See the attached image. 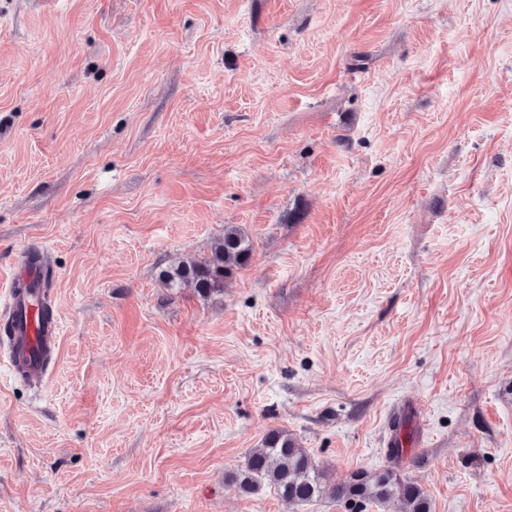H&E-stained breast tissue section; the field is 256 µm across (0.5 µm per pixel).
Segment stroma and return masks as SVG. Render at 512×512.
<instances>
[{
  "instance_id": "35a3bbf8",
  "label": "stroma",
  "mask_w": 512,
  "mask_h": 512,
  "mask_svg": "<svg viewBox=\"0 0 512 512\" xmlns=\"http://www.w3.org/2000/svg\"><path fill=\"white\" fill-rule=\"evenodd\" d=\"M241 228L222 292L161 270ZM44 250L40 384L0 360V512H512V0H0V293ZM409 425L402 417L392 422L394 439L388 448L392 465L374 474L354 473L347 482L326 484L306 448L297 446L285 431L272 429L260 448H253L234 480L241 492L254 494L271 488L281 499L302 504L329 494L344 502H371L385 505L392 500L401 504L402 512H431L424 489L415 481L402 479L397 473L404 457L401 435Z\"/></svg>"
}]
</instances>
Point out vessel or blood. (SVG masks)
Returning <instances> with one entry per match:
<instances>
[{
    "label": "vessel or blood",
    "mask_w": 512,
    "mask_h": 512,
    "mask_svg": "<svg viewBox=\"0 0 512 512\" xmlns=\"http://www.w3.org/2000/svg\"><path fill=\"white\" fill-rule=\"evenodd\" d=\"M21 283L7 290V305L0 313L13 324L12 337L8 342V364L15 370H24L28 378L42 382L48 367L41 352L51 345L60 325L58 319H44L41 306L46 297L49 268L47 264L30 265L21 259L15 268Z\"/></svg>",
    "instance_id": "1"
}]
</instances>
